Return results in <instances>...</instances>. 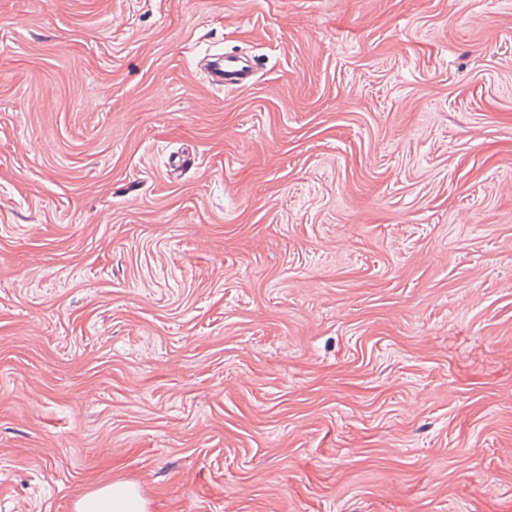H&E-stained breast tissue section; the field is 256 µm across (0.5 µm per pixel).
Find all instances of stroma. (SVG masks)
I'll list each match as a JSON object with an SVG mask.
<instances>
[{
  "instance_id": "1",
  "label": "stroma",
  "mask_w": 512,
  "mask_h": 512,
  "mask_svg": "<svg viewBox=\"0 0 512 512\" xmlns=\"http://www.w3.org/2000/svg\"><path fill=\"white\" fill-rule=\"evenodd\" d=\"M116 482L512 512V0H0V512ZM215 76L219 80H214L217 85L224 86L229 85H243L242 82L249 76L247 66L240 65L235 60L222 59L215 67ZM224 81H226L224 83ZM229 81V82H228Z\"/></svg>"
}]
</instances>
